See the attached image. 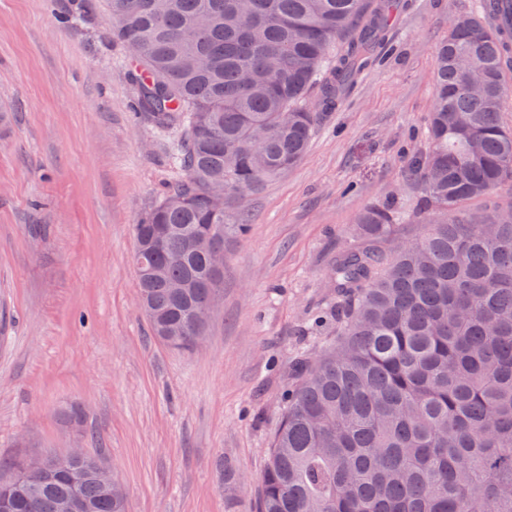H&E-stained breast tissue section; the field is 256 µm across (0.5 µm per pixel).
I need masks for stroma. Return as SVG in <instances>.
Returning <instances> with one entry per match:
<instances>
[{"label":"stroma","instance_id":"35a3bbf8","mask_svg":"<svg viewBox=\"0 0 512 512\" xmlns=\"http://www.w3.org/2000/svg\"><path fill=\"white\" fill-rule=\"evenodd\" d=\"M476 0H396L375 60L320 119L305 158L247 194L203 336L178 352L141 310L132 226L181 173L175 132L134 111L106 0H0V481L73 449L126 512L254 503L309 327L332 300L356 216L421 203L436 48Z\"/></svg>","mask_w":512,"mask_h":512}]
</instances>
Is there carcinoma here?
Listing matches in <instances>:
<instances>
[{
    "mask_svg": "<svg viewBox=\"0 0 512 512\" xmlns=\"http://www.w3.org/2000/svg\"><path fill=\"white\" fill-rule=\"evenodd\" d=\"M452 21L436 56L429 150L418 161L423 230L391 241L394 215L367 209L363 249L330 265L333 303L315 318L337 345L293 361L295 384L260 478L255 512H512V100L503 59L512 17L491 5ZM391 0H107L112 37L140 67L136 107L177 129L184 178L133 224L156 339L189 349L203 335L215 276L191 240L219 243L247 219L233 206L305 156L321 115L353 85L387 27ZM320 88L317 101L311 89ZM485 200L488 210L462 204ZM162 275L146 272L153 267ZM85 456L66 476L31 466L0 483L12 512H124L116 483Z\"/></svg>",
    "mask_w": 512,
    "mask_h": 512,
    "instance_id": "carcinoma-1",
    "label": "carcinoma"
}]
</instances>
